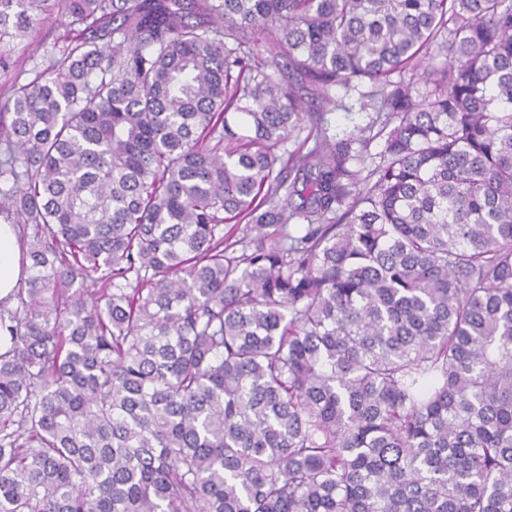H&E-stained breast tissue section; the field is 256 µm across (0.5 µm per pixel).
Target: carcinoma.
I'll list each match as a JSON object with an SVG mask.
<instances>
[{"label": "carcinoma", "instance_id": "1", "mask_svg": "<svg viewBox=\"0 0 512 512\" xmlns=\"http://www.w3.org/2000/svg\"><path fill=\"white\" fill-rule=\"evenodd\" d=\"M55 15L0 512H512V0H0V68ZM358 99V91H352L345 95L344 90H336V100L339 106L327 111L324 115L325 126L327 122L330 136L334 134L342 136L343 133L352 131L355 126H364L368 122L367 113L359 111Z\"/></svg>", "mask_w": 512, "mask_h": 512}]
</instances>
